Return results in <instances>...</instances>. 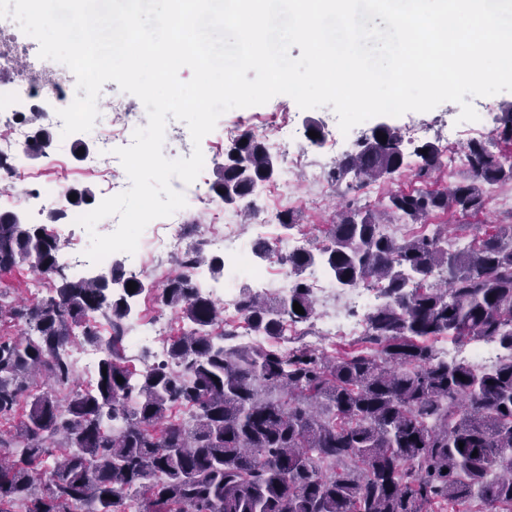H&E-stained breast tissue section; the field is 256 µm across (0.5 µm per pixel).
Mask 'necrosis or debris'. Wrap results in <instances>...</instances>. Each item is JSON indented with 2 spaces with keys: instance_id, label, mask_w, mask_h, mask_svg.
<instances>
[{
  "instance_id": "necrosis-or-debris-1",
  "label": "necrosis or debris",
  "mask_w": 512,
  "mask_h": 512,
  "mask_svg": "<svg viewBox=\"0 0 512 512\" xmlns=\"http://www.w3.org/2000/svg\"><path fill=\"white\" fill-rule=\"evenodd\" d=\"M34 47L26 41L20 29L0 24V71L15 74L13 88L0 95V126L7 128V136L0 137V157L7 164L0 168V209L19 203L30 207L32 222H39L41 216L59 210L65 211L67 222H74L80 215V208L71 206L68 200L70 184L65 177L42 178L31 173L26 166L27 146L34 122L45 119L57 121V112L71 104L69 73L53 69L47 62L33 53ZM269 147L279 154L288 167L307 166L312 182L324 180L321 164L305 162L304 156L310 146L302 142L293 125L279 126L267 139ZM292 186L290 177H283L278 203L266 207H253L254 233L259 237H274L283 251L295 252L306 248L307 241L300 233L277 236L273 228L278 222L279 203L287 199ZM207 248L224 254L227 272L221 292L224 296L225 313L238 310L237 283L249 278L255 293L268 295L271 292L285 293L291 282L289 274H282L279 280H270L265 270L256 266L247 246L240 242L233 225L221 230L189 239L185 234L182 212H175L160 223L155 237L138 247L135 253L126 255L125 261L134 273L160 276L164 273V258L177 252L192 255L197 249ZM380 302L379 291L375 288H354L346 297V312L338 316L327 313L318 318L311 328L310 347L320 349L339 336H362L364 318L370 308ZM170 327L167 321L156 319L144 329H133L123 341L128 360L142 361L144 367L162 361L165 356V342Z\"/></svg>"
}]
</instances>
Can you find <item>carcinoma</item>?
Listing matches in <instances>:
<instances>
[{"instance_id":"1","label":"carcinoma","mask_w":512,"mask_h":512,"mask_svg":"<svg viewBox=\"0 0 512 512\" xmlns=\"http://www.w3.org/2000/svg\"><path fill=\"white\" fill-rule=\"evenodd\" d=\"M498 122L503 148L470 143L459 181L390 190L374 209L342 205L324 237L300 252L253 241L256 258L277 259L294 280L284 295L240 289L239 310L257 336L249 345L190 273L206 264L220 275L224 259L177 257L158 304L192 329L169 340L164 364L136 379L123 340L130 300L144 288L139 276L113 262L118 292L98 277L70 276L56 238L0 213V271L25 264L50 288L22 306L0 303V323L26 327L0 336V423L9 425L0 429V512L18 502L25 512H456L465 504L512 512V224L454 250L447 223L410 238L382 229L483 213L485 186L512 183V109ZM51 144L39 126L28 152L44 156ZM438 157L437 145L409 152L395 128L378 125L336 160L328 181L352 190L408 173L425 182L441 169ZM277 174L265 143L244 133L226 150L209 196L248 218L256 185ZM317 264L344 288L381 289L353 350L276 343L285 324L315 318L304 274ZM96 313L109 320L108 341L91 323ZM77 328L102 353L90 388L76 383L62 354ZM441 338L495 343L503 354L477 370L439 357ZM38 376L44 388L31 397ZM183 405L195 409L190 424L171 418Z\"/></svg>"}]
</instances>
